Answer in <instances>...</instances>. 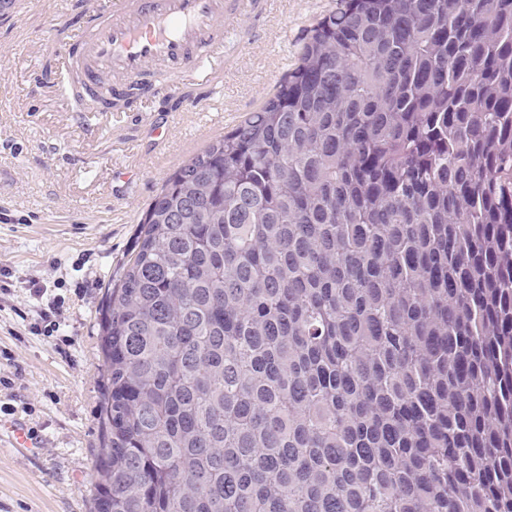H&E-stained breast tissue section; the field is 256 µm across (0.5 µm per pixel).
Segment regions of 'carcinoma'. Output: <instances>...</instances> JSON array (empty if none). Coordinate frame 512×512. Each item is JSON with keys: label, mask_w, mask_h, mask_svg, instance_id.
I'll list each match as a JSON object with an SVG mask.
<instances>
[{"label": "carcinoma", "mask_w": 512, "mask_h": 512, "mask_svg": "<svg viewBox=\"0 0 512 512\" xmlns=\"http://www.w3.org/2000/svg\"><path fill=\"white\" fill-rule=\"evenodd\" d=\"M100 331L95 512H512V0H336Z\"/></svg>", "instance_id": "carcinoma-1"}]
</instances>
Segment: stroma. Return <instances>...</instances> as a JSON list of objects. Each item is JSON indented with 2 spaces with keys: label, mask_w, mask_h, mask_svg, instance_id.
<instances>
[{
  "label": "stroma",
  "mask_w": 512,
  "mask_h": 512,
  "mask_svg": "<svg viewBox=\"0 0 512 512\" xmlns=\"http://www.w3.org/2000/svg\"><path fill=\"white\" fill-rule=\"evenodd\" d=\"M31 2L27 15L0 10V269L11 273L0 290V419L24 422L38 445L0 442V512H91L107 288L165 180L261 106L335 0H261L229 26L224 87H197L202 105L79 114L76 98L39 88L32 73L52 58L53 19L59 42L79 31L83 0ZM163 116L171 138L161 145L151 130ZM50 303L58 331L32 335Z\"/></svg>",
  "instance_id": "35a3bbf8"
}]
</instances>
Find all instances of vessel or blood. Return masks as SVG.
I'll use <instances>...</instances> for the list:
<instances>
[{
    "instance_id": "b4317fda",
    "label": "vessel or blood",
    "mask_w": 512,
    "mask_h": 512,
    "mask_svg": "<svg viewBox=\"0 0 512 512\" xmlns=\"http://www.w3.org/2000/svg\"><path fill=\"white\" fill-rule=\"evenodd\" d=\"M255 0H89V16L74 45L58 53L52 75L100 92L141 82L150 94L176 95L192 82L218 91L224 82V36L228 23ZM27 448L33 437L19 422L0 425V438Z\"/></svg>"
}]
</instances>
